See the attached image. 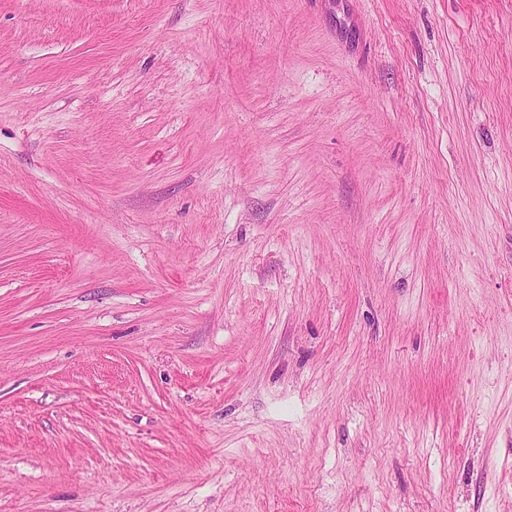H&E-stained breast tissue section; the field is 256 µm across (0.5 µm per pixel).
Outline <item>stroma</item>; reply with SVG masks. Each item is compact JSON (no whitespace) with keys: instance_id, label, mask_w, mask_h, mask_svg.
Masks as SVG:
<instances>
[{"instance_id":"obj_1","label":"stroma","mask_w":512,"mask_h":512,"mask_svg":"<svg viewBox=\"0 0 512 512\" xmlns=\"http://www.w3.org/2000/svg\"><path fill=\"white\" fill-rule=\"evenodd\" d=\"M0 512H512V0H0Z\"/></svg>"}]
</instances>
